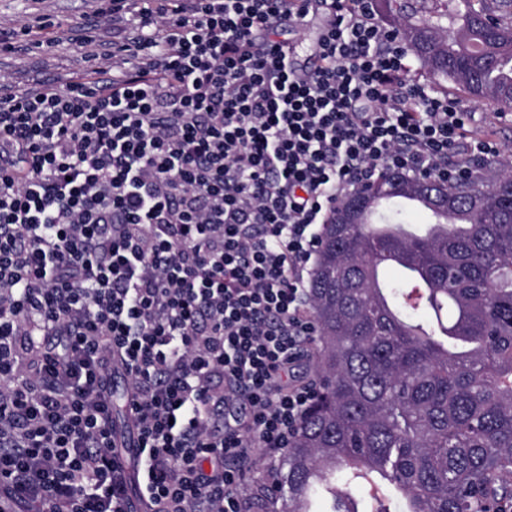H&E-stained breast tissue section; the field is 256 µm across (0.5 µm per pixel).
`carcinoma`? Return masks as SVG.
Instances as JSON below:
<instances>
[{
    "label": "carcinoma",
    "mask_w": 512,
    "mask_h": 512,
    "mask_svg": "<svg viewBox=\"0 0 512 512\" xmlns=\"http://www.w3.org/2000/svg\"><path fill=\"white\" fill-rule=\"evenodd\" d=\"M434 85L512 110V0H380ZM463 218L417 240H371L373 209L326 224L310 297L314 404L249 512H512V168L470 182ZM393 254L423 268L426 302Z\"/></svg>",
    "instance_id": "cac0c4a2"
}]
</instances>
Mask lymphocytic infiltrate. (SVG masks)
Here are the masks:
<instances>
[{
    "label": "lymphocytic infiltrate",
    "mask_w": 512,
    "mask_h": 512,
    "mask_svg": "<svg viewBox=\"0 0 512 512\" xmlns=\"http://www.w3.org/2000/svg\"><path fill=\"white\" fill-rule=\"evenodd\" d=\"M66 87L0 80V499L245 512L316 397L309 281L344 194L496 142L412 83L373 0H99ZM323 18L305 65L281 26ZM120 41L97 42L99 27ZM128 383L141 470L115 451Z\"/></svg>",
    "instance_id": "f902f5d3"
}]
</instances>
